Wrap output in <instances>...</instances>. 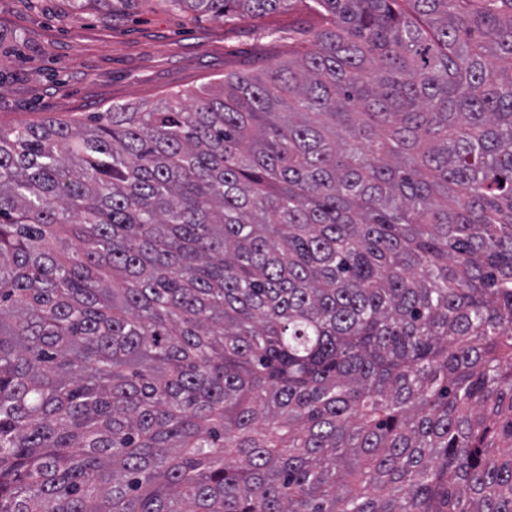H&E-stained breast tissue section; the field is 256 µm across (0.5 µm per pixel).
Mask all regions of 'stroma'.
Listing matches in <instances>:
<instances>
[{
    "label": "stroma",
    "mask_w": 512,
    "mask_h": 512,
    "mask_svg": "<svg viewBox=\"0 0 512 512\" xmlns=\"http://www.w3.org/2000/svg\"><path fill=\"white\" fill-rule=\"evenodd\" d=\"M304 0L259 19L219 23L163 0H0V125L85 118L113 106L258 71L294 51L289 36L313 28Z\"/></svg>",
    "instance_id": "obj_1"
}]
</instances>
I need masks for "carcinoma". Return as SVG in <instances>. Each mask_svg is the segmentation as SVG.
I'll return each instance as SVG.
<instances>
[{"instance_id": "1", "label": "carcinoma", "mask_w": 512, "mask_h": 512, "mask_svg": "<svg viewBox=\"0 0 512 512\" xmlns=\"http://www.w3.org/2000/svg\"><path fill=\"white\" fill-rule=\"evenodd\" d=\"M309 8L0 126V512H512V0Z\"/></svg>"}]
</instances>
